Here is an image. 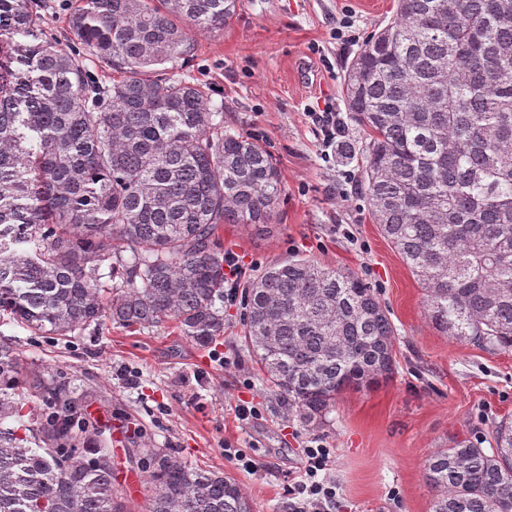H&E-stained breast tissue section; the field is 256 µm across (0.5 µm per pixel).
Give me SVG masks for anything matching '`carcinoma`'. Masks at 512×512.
I'll use <instances>...</instances> for the list:
<instances>
[{"label": "carcinoma", "mask_w": 512, "mask_h": 512, "mask_svg": "<svg viewBox=\"0 0 512 512\" xmlns=\"http://www.w3.org/2000/svg\"><path fill=\"white\" fill-rule=\"evenodd\" d=\"M238 0H75L66 50L32 0H0V312L36 336L168 319L224 335L218 230L268 228L270 152L176 73L189 30H224ZM29 38L18 43L15 36ZM83 47L107 82L76 51ZM375 223L443 335L512 349V0H398L346 67ZM243 337L288 412L320 424L347 390L395 367L379 294L341 268L290 259L245 290ZM18 362L0 345V512H127L112 452L64 385L21 436ZM493 448L456 435L425 461L431 512H512V422ZM147 512H253L229 476L148 448Z\"/></svg>", "instance_id": "obj_1"}]
</instances>
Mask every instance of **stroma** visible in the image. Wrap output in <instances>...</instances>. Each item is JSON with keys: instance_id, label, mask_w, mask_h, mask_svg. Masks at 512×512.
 Listing matches in <instances>:
<instances>
[{"instance_id": "35a3bbf8", "label": "stroma", "mask_w": 512, "mask_h": 512, "mask_svg": "<svg viewBox=\"0 0 512 512\" xmlns=\"http://www.w3.org/2000/svg\"><path fill=\"white\" fill-rule=\"evenodd\" d=\"M395 9L396 0H240L223 32L194 33L197 52L182 68L223 107L225 128L259 139L281 172L270 235L241 224L220 232L243 269L241 284L292 258L357 274L378 291L394 326L396 368L387 382L344 392L321 425H307L289 414L246 347L240 301L225 303L224 336L206 347L171 321L106 323L60 338L32 335L0 314V343L20 362L22 424L48 410L36 382L69 386L112 449L114 484L129 512L148 505L143 448L232 476L254 512H288L285 487L314 439L333 450L335 512H431L429 455L451 435L475 438L512 419V350H485L435 330L419 282L373 222L358 176L361 127L348 122L346 150L327 157L307 118L329 105L346 112L345 67ZM345 17L354 39L343 46L336 27ZM243 403L259 411L247 424L236 416ZM228 446L255 468L225 458Z\"/></svg>"}]
</instances>
